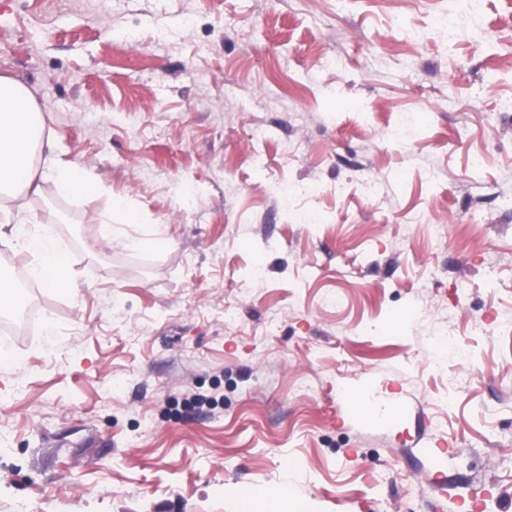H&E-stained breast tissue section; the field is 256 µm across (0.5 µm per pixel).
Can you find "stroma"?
<instances>
[{
  "instance_id": "obj_1",
  "label": "stroma",
  "mask_w": 512,
  "mask_h": 512,
  "mask_svg": "<svg viewBox=\"0 0 512 512\" xmlns=\"http://www.w3.org/2000/svg\"><path fill=\"white\" fill-rule=\"evenodd\" d=\"M450 6L0 0V76L101 188L21 198L73 281L0 363V512H512V0L445 46ZM426 338L432 346H447L448 357L454 358L460 364L469 362L470 352L468 348L459 342L455 336L448 334V330L433 325L429 330V336H426Z\"/></svg>"
}]
</instances>
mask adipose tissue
Masks as SVG:
<instances>
[{
  "instance_id": "1",
  "label": "adipose tissue",
  "mask_w": 512,
  "mask_h": 512,
  "mask_svg": "<svg viewBox=\"0 0 512 512\" xmlns=\"http://www.w3.org/2000/svg\"><path fill=\"white\" fill-rule=\"evenodd\" d=\"M48 181L72 195L87 197L97 191L77 165L58 158L56 142L46 135L45 117L30 90L0 77V197L36 194ZM4 235L36 252L29 269L35 281L60 292L70 286L72 272L50 225H34L32 216L20 209L0 218V237Z\"/></svg>"
}]
</instances>
